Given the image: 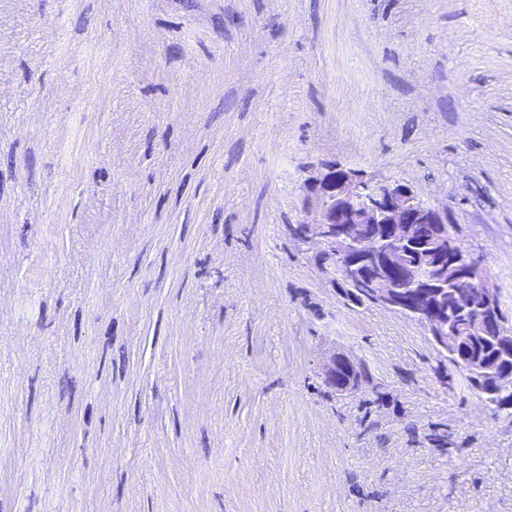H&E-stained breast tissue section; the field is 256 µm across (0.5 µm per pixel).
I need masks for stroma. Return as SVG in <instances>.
I'll use <instances>...</instances> for the list:
<instances>
[{"label": "stroma", "instance_id": "1", "mask_svg": "<svg viewBox=\"0 0 512 512\" xmlns=\"http://www.w3.org/2000/svg\"><path fill=\"white\" fill-rule=\"evenodd\" d=\"M339 169L512 328V0H0V512H512V407L295 239Z\"/></svg>", "mask_w": 512, "mask_h": 512}]
</instances>
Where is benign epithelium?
<instances>
[{
  "label": "benign epithelium",
  "instance_id": "7a95c632",
  "mask_svg": "<svg viewBox=\"0 0 512 512\" xmlns=\"http://www.w3.org/2000/svg\"><path fill=\"white\" fill-rule=\"evenodd\" d=\"M445 223L446 214L420 200L408 184L345 170L320 184L307 229L308 238L323 246L322 257L342 264L346 281L358 283L375 305L420 321L435 347L449 352L463 335L498 336L501 330L497 288L484 274L468 298L465 326L458 330L450 324L448 300L440 289L472 276L474 267L459 257L445 261L444 244L422 242L415 233L418 224ZM344 361L333 354L321 368V377L341 389L351 387L337 372ZM468 373L487 391L512 381V368L471 366Z\"/></svg>",
  "mask_w": 512,
  "mask_h": 512
}]
</instances>
